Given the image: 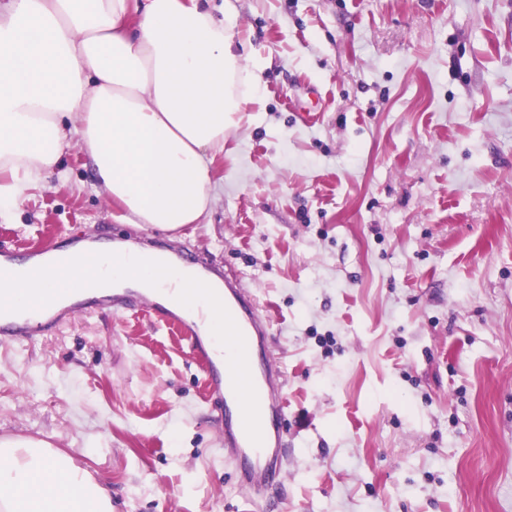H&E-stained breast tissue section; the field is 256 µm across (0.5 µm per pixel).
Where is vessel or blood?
Instances as JSON below:
<instances>
[{"label": "vessel or blood", "mask_w": 512, "mask_h": 512, "mask_svg": "<svg viewBox=\"0 0 512 512\" xmlns=\"http://www.w3.org/2000/svg\"><path fill=\"white\" fill-rule=\"evenodd\" d=\"M167 264L179 274L212 283L242 332L252 381L257 393L263 440L253 444L243 424L234 392L226 350L208 335L209 308L202 303L187 307L177 300L163 302L159 295L144 288H116L99 298L98 304L124 315L146 311L172 325L188 341L205 374V391L217 413L218 443L234 472L238 487L254 502L258 512H266L268 494L279 485L288 462L286 384L283 372L272 360L267 345L270 324L250 290L235 275L225 274L222 283H213L207 265L190 261L184 254L172 253ZM84 303L63 305L61 300L22 312H0V346L31 344L46 336L66 320L87 313Z\"/></svg>", "instance_id": "obj_1"}]
</instances>
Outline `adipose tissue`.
Listing matches in <instances>:
<instances>
[{
    "label": "adipose tissue",
    "instance_id": "adipose-tissue-1",
    "mask_svg": "<svg viewBox=\"0 0 512 512\" xmlns=\"http://www.w3.org/2000/svg\"><path fill=\"white\" fill-rule=\"evenodd\" d=\"M262 65L200 0H0V216L80 144L131 224L202 223ZM0 512H113L75 459L0 439Z\"/></svg>",
    "mask_w": 512,
    "mask_h": 512
}]
</instances>
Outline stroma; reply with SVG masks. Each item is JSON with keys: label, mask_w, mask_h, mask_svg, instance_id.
Here are the masks:
<instances>
[{"label": "stroma", "mask_w": 512, "mask_h": 512, "mask_svg": "<svg viewBox=\"0 0 512 512\" xmlns=\"http://www.w3.org/2000/svg\"><path fill=\"white\" fill-rule=\"evenodd\" d=\"M264 64L204 223L133 233L238 274L288 380L270 512H512V0H213ZM0 245L131 233L79 146ZM0 437L120 512H252L204 372L143 313L0 347Z\"/></svg>", "instance_id": "obj_1"}]
</instances>
